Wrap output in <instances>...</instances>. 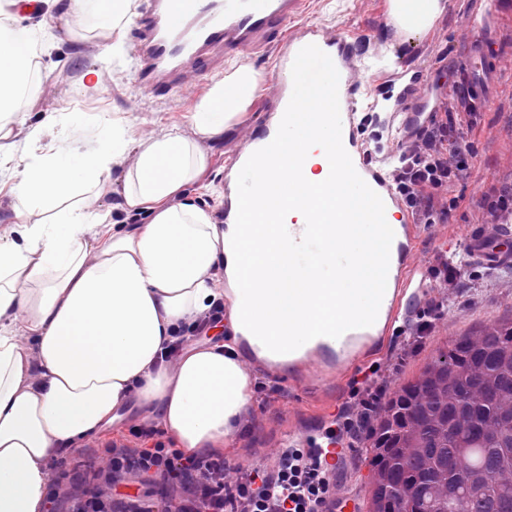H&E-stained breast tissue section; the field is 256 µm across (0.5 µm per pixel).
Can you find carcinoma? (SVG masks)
I'll use <instances>...</instances> for the list:
<instances>
[{
  "instance_id": "cac0c4a2",
  "label": "carcinoma",
  "mask_w": 512,
  "mask_h": 512,
  "mask_svg": "<svg viewBox=\"0 0 512 512\" xmlns=\"http://www.w3.org/2000/svg\"><path fill=\"white\" fill-rule=\"evenodd\" d=\"M367 421V512H512V321L438 351Z\"/></svg>"
}]
</instances>
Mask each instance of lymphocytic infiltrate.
<instances>
[{"instance_id": "1", "label": "lymphocytic infiltrate", "mask_w": 512, "mask_h": 512, "mask_svg": "<svg viewBox=\"0 0 512 512\" xmlns=\"http://www.w3.org/2000/svg\"><path fill=\"white\" fill-rule=\"evenodd\" d=\"M458 72L455 66L443 69L436 83L437 88L450 89L455 111H443L438 119L406 134L393 158L396 188L418 224L435 223V199L470 168V152L458 145L456 135L457 115L471 111L472 100ZM131 472L147 480L195 487L200 493L197 512H329L336 474L323 455L301 448L283 453L275 472L253 469L233 477L217 455L187 457L161 447H108L97 469L104 489L80 496L81 512H110L114 487Z\"/></svg>"}]
</instances>
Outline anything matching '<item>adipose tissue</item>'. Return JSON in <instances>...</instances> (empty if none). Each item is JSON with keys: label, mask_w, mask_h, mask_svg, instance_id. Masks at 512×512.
I'll list each match as a JSON object with an SVG mask.
<instances>
[{"label": "adipose tissue", "mask_w": 512, "mask_h": 512, "mask_svg": "<svg viewBox=\"0 0 512 512\" xmlns=\"http://www.w3.org/2000/svg\"><path fill=\"white\" fill-rule=\"evenodd\" d=\"M19 2L0 0V122L21 111L38 66L41 37L19 22ZM127 12L128 0H68L64 14L109 33ZM262 82L249 65L217 81L191 116L190 139L174 129L142 142L104 119L86 145L70 136L80 114L61 112L27 129L30 141L55 134L46 151L0 150L13 214L0 234V512H45L49 462L133 397L184 455L232 442L253 393L237 349V303L226 342L187 345L171 365L162 359L224 301L214 285L221 266L242 267L260 323L280 340L294 329L319 335L335 318L334 293L311 274L294 298L265 287L287 278V243L229 253L223 226L180 196L205 166L200 141L220 135ZM131 152L118 205L125 222L86 209L80 194L111 195L112 170Z\"/></svg>", "instance_id": "ef3b65f1"}]
</instances>
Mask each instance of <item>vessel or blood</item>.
I'll return each instance as SVG.
<instances>
[{
  "label": "vessel or blood",
  "instance_id": "b4317fda",
  "mask_svg": "<svg viewBox=\"0 0 512 512\" xmlns=\"http://www.w3.org/2000/svg\"><path fill=\"white\" fill-rule=\"evenodd\" d=\"M306 4L307 0H148L135 23L131 54L143 86L180 89L189 80L203 84L222 71L225 53L251 52L274 26L289 25L279 43L267 115L248 121L245 144L233 154L224 176V223L228 226L236 219L240 169L277 133L292 94L291 68L297 53L314 44L333 60L339 72L343 146L357 173L382 198L386 220L394 231L387 287L377 319L369 327L347 331L336 339L298 335L284 343L271 329L255 326L250 294L240 297L242 333L253 338V352L287 356L309 375L341 369L357 360L375 337L405 319L419 293L418 227L402 206L382 159L369 152L362 129L370 122L399 131L429 122L433 80L424 72L408 73L401 61L380 55L376 58L378 69L400 73L401 79L385 86L371 84L369 93H362L364 47L329 28L296 26ZM491 15L492 0H473L464 21L474 44L463 70L465 87L469 96L478 100L485 97V80L490 74L503 68L512 70V56L499 52L487 35ZM465 253L471 262L485 267L512 266V227L485 226L467 241Z\"/></svg>",
  "mask_w": 512,
  "mask_h": 512
}]
</instances>
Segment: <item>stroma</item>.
<instances>
[{
    "mask_svg": "<svg viewBox=\"0 0 512 512\" xmlns=\"http://www.w3.org/2000/svg\"><path fill=\"white\" fill-rule=\"evenodd\" d=\"M468 7V0H447L440 26L428 35V44L435 52L449 50L456 56H469L463 27ZM20 16L38 24L52 48L42 59L45 73L24 102L22 112L0 129L1 146L12 147L18 156L42 152L46 142L26 143L21 126L36 123L52 112L72 110L87 114L90 125L83 131L87 137L94 133L93 120L101 115L111 118L113 124L130 127L138 140L163 136L175 127L188 130L195 109L194 85H187L179 94L164 88H139L130 55L134 40L131 19H124L120 29L113 32L118 50L112 53L96 32L80 28L68 32L58 9L35 14L24 9ZM304 19L372 44L388 36L382 0H309ZM90 68L99 70L100 87L85 94L79 89V81ZM486 94L488 103H476L474 112L462 116L473 127L463 137L472 149V168L466 178L455 183L453 192L463 196L464 202L450 212L446 223L423 225L417 240L421 261L432 269L439 268L446 255L463 253L469 236L491 223V205L512 189V73H494L486 83ZM267 100L266 93H259L239 119L202 144L206 168L186 194L210 210L214 221L223 219L224 163L241 144V123L262 114ZM429 283L412 304L405 323L391 328L372 351L334 382L321 386L298 379L292 370H269L247 362L254 393L240 419L237 437L220 450L226 464L244 471L265 466L270 457L281 454L283 435L316 425L323 398H333L336 407L356 416L361 401L375 396L388 399L398 386L417 377L437 350L447 348L459 337L476 335L493 324L512 320V269L469 267L455 292V305L448 311L436 307L442 297L437 278H430ZM422 315L430 326L420 335L416 325ZM365 439L362 431L344 434L343 442L350 452L332 480L337 498L356 495L365 500L370 495L372 471ZM159 442L168 448L173 445L164 431L155 429L146 408L133 398L118 411L112 424L67 454V467L81 476L101 448L113 444L151 448ZM114 493L118 497L113 504L115 512H126L131 497L153 500L156 512H188L193 502L188 488L160 481L143 485L134 478L119 484Z\"/></svg>",
    "mask_w": 512,
    "mask_h": 512,
    "instance_id": "stroma-1",
    "label": "stroma"
}]
</instances>
